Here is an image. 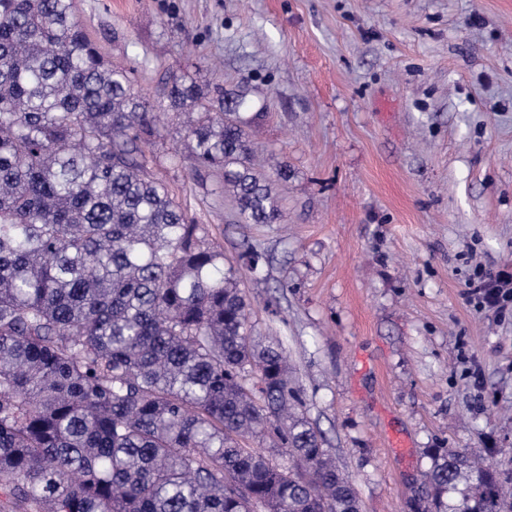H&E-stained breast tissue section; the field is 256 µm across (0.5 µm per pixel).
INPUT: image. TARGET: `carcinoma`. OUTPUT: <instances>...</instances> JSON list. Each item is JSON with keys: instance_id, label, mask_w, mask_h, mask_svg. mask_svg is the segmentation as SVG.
Listing matches in <instances>:
<instances>
[{"instance_id": "carcinoma-1", "label": "carcinoma", "mask_w": 512, "mask_h": 512, "mask_svg": "<svg viewBox=\"0 0 512 512\" xmlns=\"http://www.w3.org/2000/svg\"><path fill=\"white\" fill-rule=\"evenodd\" d=\"M249 107L188 76L151 101L73 0H0V512H360L283 340L143 150L173 113L238 222L281 224ZM427 455L416 512H512V468Z\"/></svg>"}]
</instances>
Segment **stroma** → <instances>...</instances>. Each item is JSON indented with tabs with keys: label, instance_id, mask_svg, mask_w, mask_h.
<instances>
[{
	"label": "stroma",
	"instance_id": "35a3bbf8",
	"mask_svg": "<svg viewBox=\"0 0 512 512\" xmlns=\"http://www.w3.org/2000/svg\"><path fill=\"white\" fill-rule=\"evenodd\" d=\"M134 86L248 94L254 146L287 159L286 221L241 224L218 176L152 146L224 250L261 335L361 512H411L431 448L512 460V0H74ZM264 253L249 271L248 248Z\"/></svg>",
	"mask_w": 512,
	"mask_h": 512
}]
</instances>
